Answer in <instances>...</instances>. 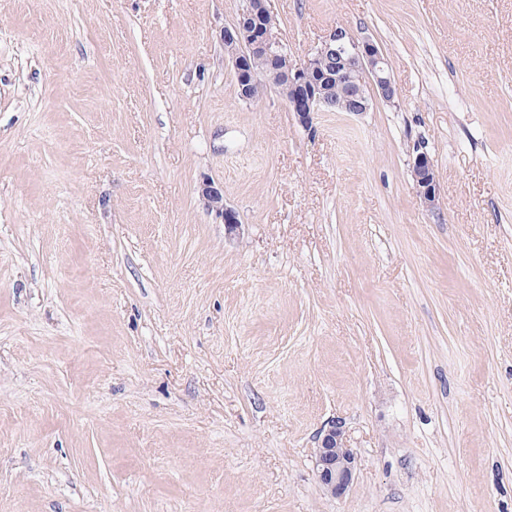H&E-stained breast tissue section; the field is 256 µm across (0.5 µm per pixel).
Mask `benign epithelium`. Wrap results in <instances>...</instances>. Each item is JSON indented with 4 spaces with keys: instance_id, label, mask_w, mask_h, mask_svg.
Listing matches in <instances>:
<instances>
[{
    "instance_id": "obj_1",
    "label": "benign epithelium",
    "mask_w": 512,
    "mask_h": 512,
    "mask_svg": "<svg viewBox=\"0 0 512 512\" xmlns=\"http://www.w3.org/2000/svg\"><path fill=\"white\" fill-rule=\"evenodd\" d=\"M275 16L266 0H244L235 22L224 28V55L232 64L240 100L254 103V88L273 76L288 86L285 100L289 111L306 127L315 115L331 107L362 114L380 99L394 102L396 88L383 51L368 37H357L338 27L304 58H295L274 35ZM261 58L265 67L257 69L251 60ZM411 173L423 205L433 209L438 201L434 165L419 152ZM205 208L224 222L229 236L239 231L236 212L224 205L222 187L210 179L199 186ZM315 472L322 490L332 497L344 496L356 475V457L348 448L343 431L333 425L324 434L315 452Z\"/></svg>"
}]
</instances>
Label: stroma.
I'll return each instance as SVG.
<instances>
[{
    "mask_svg": "<svg viewBox=\"0 0 512 512\" xmlns=\"http://www.w3.org/2000/svg\"><path fill=\"white\" fill-rule=\"evenodd\" d=\"M241 4L0 0V512H512V0H268L389 61L309 129ZM411 173L421 202L426 208L434 209L438 201V188L434 165L426 153L418 152L415 155ZM198 192L205 208L208 211L214 212L217 217L222 219L227 235L232 236L239 232L241 225L237 214L231 208L224 205V192L221 186L206 178L201 182ZM314 467L319 485L330 496L342 497L351 489L356 475V457L336 424L327 430L316 448Z\"/></svg>",
    "mask_w": 512,
    "mask_h": 512,
    "instance_id": "stroma-1",
    "label": "stroma"
}]
</instances>
